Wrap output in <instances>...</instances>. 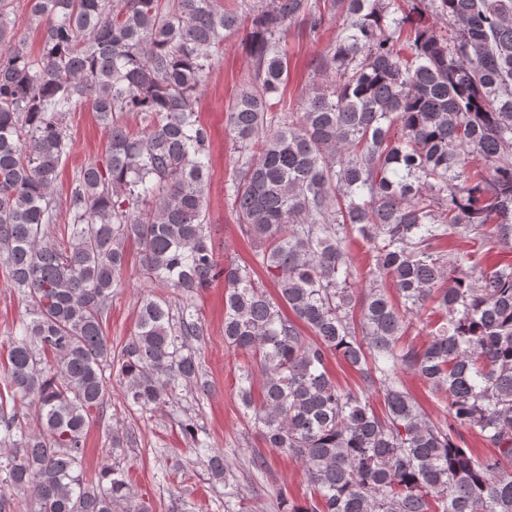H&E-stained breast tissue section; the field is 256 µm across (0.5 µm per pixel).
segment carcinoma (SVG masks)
Listing matches in <instances>:
<instances>
[{"instance_id": "carcinoma-1", "label": "carcinoma", "mask_w": 512, "mask_h": 512, "mask_svg": "<svg viewBox=\"0 0 512 512\" xmlns=\"http://www.w3.org/2000/svg\"><path fill=\"white\" fill-rule=\"evenodd\" d=\"M400 2L260 0L243 19L220 0H30L32 57L11 31L12 0H0V270L26 311L3 366L0 512H150L119 467L87 477L86 431L114 381L144 414L188 386L211 391L192 297L220 279L224 342L263 374L257 407L242 372L241 404L312 487L303 504L278 490L280 512H512V264L478 272L468 252L435 251L455 235L479 251L512 245V0ZM328 13L341 28L314 72L332 81L312 82L287 114L283 37L296 22L318 37ZM239 32L253 80L228 108L237 156L225 193L242 233L263 243L256 259L276 300L221 263L205 231L211 136L198 90L212 50ZM87 100L108 132L105 160L80 168L61 201L66 114ZM131 239L144 280L184 301L143 296L114 354L103 325ZM353 239L401 306L376 286L357 298ZM430 300L447 322L422 349L402 343ZM331 355L363 389L336 385ZM402 371L446 395L452 424L426 415ZM180 426L224 497L237 496L224 454L193 417ZM461 428L494 454L461 447ZM107 441L136 436L112 428Z\"/></svg>"}]
</instances>
